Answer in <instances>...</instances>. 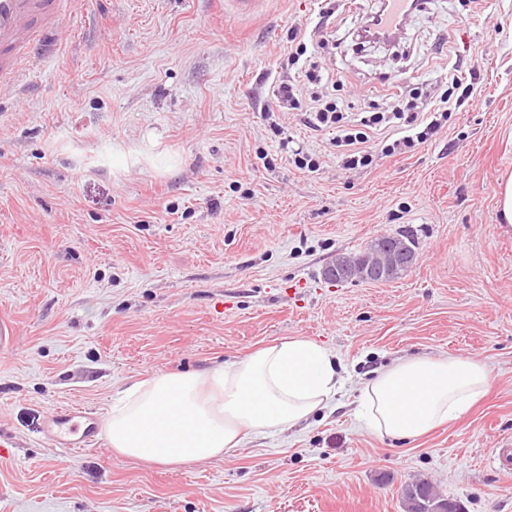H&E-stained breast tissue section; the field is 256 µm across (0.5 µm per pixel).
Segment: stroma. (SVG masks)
<instances>
[{"mask_svg": "<svg viewBox=\"0 0 512 512\" xmlns=\"http://www.w3.org/2000/svg\"><path fill=\"white\" fill-rule=\"evenodd\" d=\"M377 0L322 20L321 0H79L27 84L0 85V512H404L425 478L464 512H512V230L496 193L512 172V0H429L393 46L351 49ZM325 24L329 75L352 112L386 76L474 102L432 142L343 169L331 131L268 113L288 31ZM278 123L283 137L270 125ZM318 159L297 168L295 151ZM267 152L272 167L259 157ZM408 236L414 264L381 284L325 280L340 254ZM293 337L342 365L337 403L309 425L177 470L66 451L45 439L61 406L106 417L124 386L203 369ZM467 356L489 396L412 443L354 415L373 370Z\"/></svg>", "mask_w": 512, "mask_h": 512, "instance_id": "35a3bbf8", "label": "stroma"}]
</instances>
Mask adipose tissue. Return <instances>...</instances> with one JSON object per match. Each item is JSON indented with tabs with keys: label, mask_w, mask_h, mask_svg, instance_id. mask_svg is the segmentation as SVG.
<instances>
[{
	"label": "adipose tissue",
	"mask_w": 512,
	"mask_h": 512,
	"mask_svg": "<svg viewBox=\"0 0 512 512\" xmlns=\"http://www.w3.org/2000/svg\"><path fill=\"white\" fill-rule=\"evenodd\" d=\"M491 386L488 367L470 357L403 358L362 382L360 419L382 437L418 438L459 420ZM342 387L331 351L295 337L202 370L134 381L105 429L115 456L177 469L309 423Z\"/></svg>",
	"instance_id": "1"
}]
</instances>
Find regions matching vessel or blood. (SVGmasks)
<instances>
[{"mask_svg": "<svg viewBox=\"0 0 512 512\" xmlns=\"http://www.w3.org/2000/svg\"><path fill=\"white\" fill-rule=\"evenodd\" d=\"M76 0H0V83L23 82L40 62L48 33L58 31ZM45 438L61 448H92L101 441L99 416L76 407H60L42 427Z\"/></svg>", "mask_w": 512, "mask_h": 512, "instance_id": "vessel-or-blood-1", "label": "vessel or blood"}]
</instances>
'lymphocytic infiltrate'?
<instances>
[{
    "mask_svg": "<svg viewBox=\"0 0 512 512\" xmlns=\"http://www.w3.org/2000/svg\"><path fill=\"white\" fill-rule=\"evenodd\" d=\"M288 64L296 74L280 80L272 96L277 109L305 112L317 129L334 131L332 144L343 168L371 167L378 157L410 153L431 141L448 122L458 105L473 99V84L452 80L448 89L433 97L391 80L384 104H369L358 117H349L337 99L324 94L323 74L308 55L298 34L289 37Z\"/></svg>",
    "mask_w": 512,
    "mask_h": 512,
    "instance_id": "1",
    "label": "lymphocytic infiltrate"
}]
</instances>
